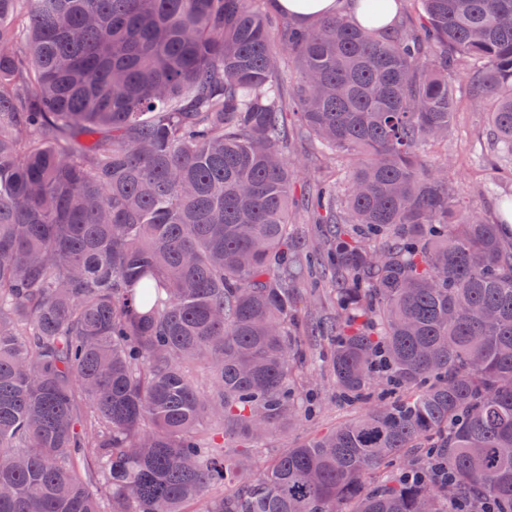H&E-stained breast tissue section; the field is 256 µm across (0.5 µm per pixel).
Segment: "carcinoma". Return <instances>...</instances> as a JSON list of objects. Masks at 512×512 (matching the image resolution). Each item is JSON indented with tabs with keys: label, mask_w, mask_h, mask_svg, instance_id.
<instances>
[{
	"label": "carcinoma",
	"mask_w": 512,
	"mask_h": 512,
	"mask_svg": "<svg viewBox=\"0 0 512 512\" xmlns=\"http://www.w3.org/2000/svg\"><path fill=\"white\" fill-rule=\"evenodd\" d=\"M419 2L0 0V512H512V199L494 224L423 159L474 62L512 156V0ZM294 126L331 168L300 206ZM303 275L332 320H300ZM308 366L365 413L224 451L296 426ZM416 455L455 480H369ZM276 9L300 23H309L316 19L350 11L361 19L359 1L352 0H277Z\"/></svg>",
	"instance_id": "carcinoma-1"
}]
</instances>
